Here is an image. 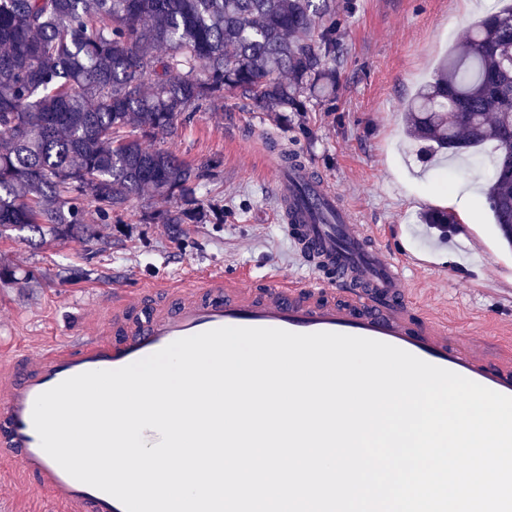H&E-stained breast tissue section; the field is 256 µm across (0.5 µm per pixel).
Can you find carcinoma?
Here are the masks:
<instances>
[{
    "label": "carcinoma",
    "instance_id": "obj_1",
    "mask_svg": "<svg viewBox=\"0 0 512 512\" xmlns=\"http://www.w3.org/2000/svg\"><path fill=\"white\" fill-rule=\"evenodd\" d=\"M339 46L336 0H0V238L107 247L96 225L144 193L179 202L148 224L224 223L197 196L223 156L193 167L148 142L227 95L307 111L336 88ZM405 122L426 158L494 144L485 201L512 247L511 5L471 26Z\"/></svg>",
    "mask_w": 512,
    "mask_h": 512
}]
</instances>
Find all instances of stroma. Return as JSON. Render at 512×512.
Here are the masks:
<instances>
[{
    "mask_svg": "<svg viewBox=\"0 0 512 512\" xmlns=\"http://www.w3.org/2000/svg\"><path fill=\"white\" fill-rule=\"evenodd\" d=\"M478 13L461 0H336L342 51L330 101L286 115L277 123L236 96L222 110L197 113L157 147L191 165L219 154L224 170L198 196L224 208L220 224H148L146 208L164 200L135 199L122 223L99 230L112 242L100 251L79 242L32 247L0 240V257L17 280L0 283V353L13 346L37 350L65 329L91 326L84 300L93 289L111 294L114 281L130 287L174 278L187 266L251 272L261 286L268 264L305 279L310 270L294 254L275 218L271 176L250 133H274L296 147L353 211L356 224L393 258L405 241L415 254H434L436 267H405L411 296L422 312L446 317L450 328L490 331L512 345V249L500 240L477 194L478 167L492 166L490 147L452 165L453 187L443 190L436 169L411 152L404 113L418 86L466 37ZM429 208L454 211L460 226L442 239L423 223Z\"/></svg>",
    "mask_w": 512,
    "mask_h": 512,
    "instance_id": "1",
    "label": "stroma"
}]
</instances>
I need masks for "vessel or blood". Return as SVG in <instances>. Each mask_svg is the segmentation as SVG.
I'll return each mask as SVG.
<instances>
[{
  "label": "vessel or blood",
  "mask_w": 512,
  "mask_h": 512,
  "mask_svg": "<svg viewBox=\"0 0 512 512\" xmlns=\"http://www.w3.org/2000/svg\"><path fill=\"white\" fill-rule=\"evenodd\" d=\"M278 216L313 277L297 280L269 266L265 283L242 289L222 271L191 267L177 281L117 288L111 301L91 293L93 332L16 348L0 364V463H14L58 512H125L113 496L77 481L41 447L32 422L38 395L75 375L114 370L170 343L220 327L332 332L379 340L512 396V347L476 333L466 344L447 321L412 301L404 270L354 222L352 211L302 157H265Z\"/></svg>",
  "instance_id": "1"
}]
</instances>
